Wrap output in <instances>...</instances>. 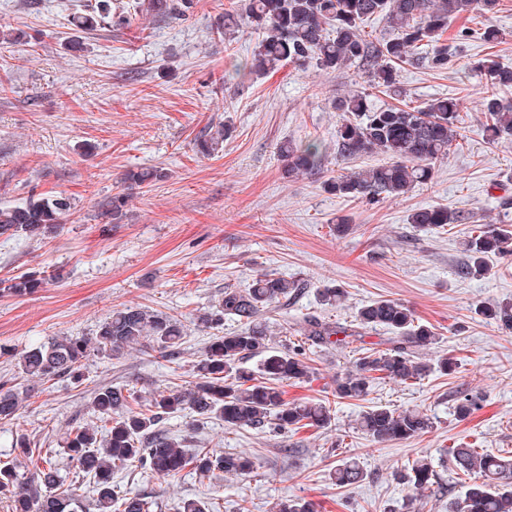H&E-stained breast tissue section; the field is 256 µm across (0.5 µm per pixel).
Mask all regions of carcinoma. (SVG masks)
Returning <instances> with one entry per match:
<instances>
[{
	"mask_svg": "<svg viewBox=\"0 0 512 512\" xmlns=\"http://www.w3.org/2000/svg\"><path fill=\"white\" fill-rule=\"evenodd\" d=\"M499 0H245V20L258 33L249 71L267 72L286 62L313 66L326 73L356 63L368 70L372 86L385 93L397 92V71L403 64L432 70L448 68V46L440 44L448 23L463 15L483 16L497 11ZM191 0H95L73 14L74 29L90 33L104 27L124 29L132 16L141 13L170 20H185ZM372 17L383 18L389 30L379 40H368L362 24ZM239 16L224 14L216 27L221 41L233 34ZM473 70L484 77L490 94L483 102L492 139H512V100L502 93L512 89V66L487 58ZM347 115L337 134L340 153L348 157L381 152L392 162L351 175L330 177L324 187L337 195L375 204L386 196H398L433 177L431 162L448 155L453 142L463 138L458 130V102L437 97L415 107L373 105L368 94L357 92L333 102ZM226 131L204 135L198 140L201 154L210 156ZM283 174L288 178L315 174L322 161L316 143L289 142L281 147ZM151 169L126 172L124 180L142 187L157 180ZM72 204L67 197L30 196L23 204L0 208V236L43 241L55 236ZM463 216L441 207L414 210L409 223L417 229H439L455 224ZM467 262L461 274L477 278L487 272L486 257L497 253L512 257V224L487 225L465 241ZM42 280L22 275L0 282V296H25L35 292ZM304 284L269 273L259 274L245 289L226 288L211 309L199 313L204 328H219L224 317L234 318L240 329L213 337L194 368V380L175 390H162L144 399L119 387L103 385L92 400L100 425L72 428L65 442L78 476L89 482L97 512H150L152 503L122 488L115 477L132 469L148 470L159 477H175L186 467L205 476L215 470L249 475L254 464L238 454L214 453L201 448L193 453L163 429L173 414L189 412L218 417L232 427L279 428L321 427L331 421V410L323 402H289L282 384L304 379L311 366L294 342L277 346L263 314L294 297ZM320 301L335 306L345 291L325 285L318 289ZM478 311L504 330L512 331V300L478 305ZM294 330L304 339L340 350L362 340V330L381 326L391 332L386 347L356 358L336 384V398L362 399L378 378L400 383L415 381L436 370L444 375L456 363L448 355L426 359L423 352L438 344L439 336L417 321L406 304L381 299L357 310L354 323L343 325L315 314L303 316ZM184 339L181 322L159 311L125 305L112 311L90 336H51L15 355L0 353L16 361L19 373L40 382L58 378L83 379L85 361L92 355L116 356L132 346L161 353L179 354ZM262 356L258 369L244 366L251 356ZM20 393L0 385V422L19 420ZM476 400L465 393L457 398L455 414L468 418ZM433 428L431 418L420 411H397L376 406L357 420V432L378 441L419 437ZM14 457L0 462V491L10 493L9 512H83L79 495L65 486L52 457L38 456L41 466L35 476L20 473L23 461L34 457L29 435L18 428L12 439ZM443 455L458 476H464V491L448 501V512H512V458L483 448H445ZM368 477L354 457H343L330 470L337 487L353 488ZM432 460L420 458L403 475L414 489L432 483ZM180 512H218L215 502L186 499ZM274 512H314L305 499L282 500Z\"/></svg>",
	"mask_w": 512,
	"mask_h": 512,
	"instance_id": "cac0c4a2",
	"label": "carcinoma"
}]
</instances>
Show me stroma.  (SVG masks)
<instances>
[{
  "label": "stroma",
  "mask_w": 512,
  "mask_h": 512,
  "mask_svg": "<svg viewBox=\"0 0 512 512\" xmlns=\"http://www.w3.org/2000/svg\"><path fill=\"white\" fill-rule=\"evenodd\" d=\"M67 3L0 0V28L24 35L17 43L0 41V206L32 195L62 194L72 202L55 238L0 237V280L56 273L33 294L0 298V344L19 352L48 336H88L125 304L178 318L185 338L173 359L135 348L91 357L78 382L29 380L0 357V384L26 394L19 422L0 423V460H9L11 435L24 428L37 447L55 451L66 484L91 504L63 444L72 427L95 424L94 390L112 385L146 397L184 386L213 334L239 328L232 319L216 332L198 327L199 311L225 288L244 289L273 272L304 284L290 304L266 313L274 341L304 314L348 324L359 307L395 299L435 329L438 353L455 357L456 370L410 384L379 380L365 399H339L336 380L351 353L307 347L313 372L286 383L285 397L330 403L331 426L232 428L215 418L176 415L164 427L186 435L189 451L246 455L253 473L203 478L187 469L159 478L136 469L124 476L125 488L154 500L153 512H178L186 498L219 499L221 512H272L289 498L311 501L317 512H386L415 498L424 503L421 512H447L461 484L440 463L442 449L467 443L512 454V333L476 311L480 302L512 298V258L489 256L478 278L458 273L464 240L476 225L494 223L499 197L512 194V141L484 137L487 86L471 70L485 58L512 65V0H500L492 16L452 20L441 38L451 54L447 70L402 67L396 98L371 92L357 64L328 74L290 63L236 76L252 56L256 33L244 25L223 43L212 30L240 0H194L183 21L140 17L119 31L80 34L69 23ZM489 25L499 31L493 43L480 36ZM360 91L377 106L413 107L441 94L458 99L463 138L433 161L429 183L373 205L324 189L329 177L390 161L383 153L347 158L336 149L343 115L332 103ZM224 124L230 134L222 148L200 154L198 139ZM291 140L321 144L319 174L283 177L279 148ZM137 167L156 168L163 177L128 189L122 177ZM117 195L128 202L114 224L105 209ZM424 206L464 221L445 231L413 228L407 217ZM343 216L352 229L339 236L332 226ZM326 284L344 288L340 305L320 303L316 290ZM460 392L480 400L464 420L454 413ZM373 405L424 411L434 428L408 440L366 438L353 425ZM422 455L435 460L437 475L416 491L398 475ZM345 456L358 458L369 473L350 490L328 477Z\"/></svg>",
  "instance_id": "35a3bbf8"
}]
</instances>
